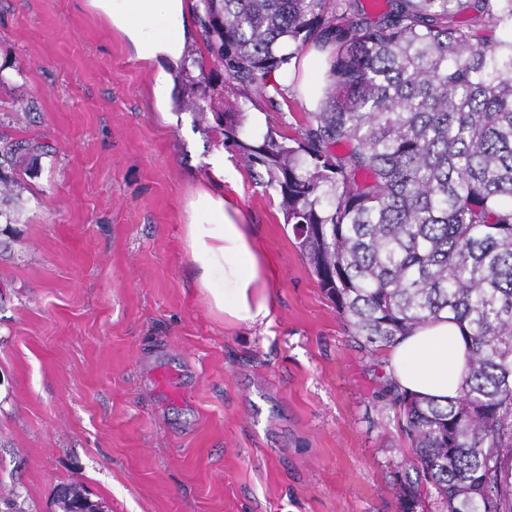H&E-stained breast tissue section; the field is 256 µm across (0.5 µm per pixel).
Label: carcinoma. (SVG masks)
Instances as JSON below:
<instances>
[{
  "mask_svg": "<svg viewBox=\"0 0 512 512\" xmlns=\"http://www.w3.org/2000/svg\"><path fill=\"white\" fill-rule=\"evenodd\" d=\"M224 78L252 102L327 54L318 109L277 140L211 104L224 145L280 196L321 288L372 352L442 317L467 331L460 395L386 389L409 445L403 512H512V0H201ZM470 13L471 23L457 17ZM491 34L480 39L475 23ZM41 146L0 150V198ZM61 512H101L77 486Z\"/></svg>",
  "mask_w": 512,
  "mask_h": 512,
  "instance_id": "1",
  "label": "carcinoma"
}]
</instances>
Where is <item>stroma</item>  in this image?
Here are the masks:
<instances>
[{
  "instance_id": "1",
  "label": "stroma",
  "mask_w": 512,
  "mask_h": 512,
  "mask_svg": "<svg viewBox=\"0 0 512 512\" xmlns=\"http://www.w3.org/2000/svg\"><path fill=\"white\" fill-rule=\"evenodd\" d=\"M186 52L164 114L157 65L86 0H0V125L48 146L0 224V496L57 512L77 484L106 512H402L385 355L361 348L215 115L186 110L237 97L197 25ZM243 109L292 136L311 107L291 85ZM207 183L272 263L269 328L224 325L196 288L183 207Z\"/></svg>"
}]
</instances>
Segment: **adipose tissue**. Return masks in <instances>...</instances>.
<instances>
[{
    "label": "adipose tissue",
    "instance_id": "ef3b65f1",
    "mask_svg": "<svg viewBox=\"0 0 512 512\" xmlns=\"http://www.w3.org/2000/svg\"><path fill=\"white\" fill-rule=\"evenodd\" d=\"M125 39L135 55L159 64L157 104L169 95V67L185 55V0H88ZM184 242L210 310L228 324L270 325L271 269L255 248L238 208L223 193L196 191L185 208ZM223 287H216V274ZM467 342L457 323L437 320L399 337L390 349L387 373L402 389L446 400L456 397L466 372Z\"/></svg>",
    "mask_w": 512,
    "mask_h": 512
}]
</instances>
